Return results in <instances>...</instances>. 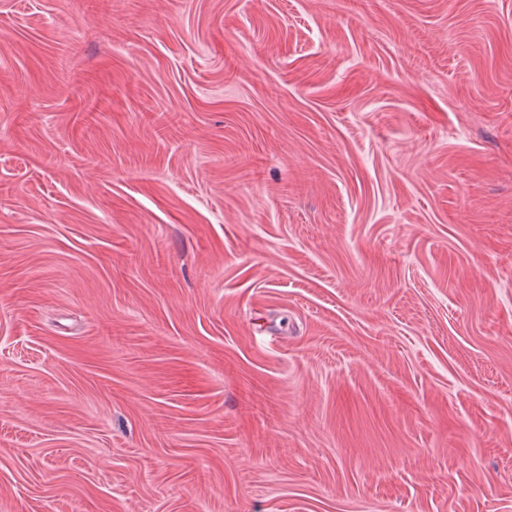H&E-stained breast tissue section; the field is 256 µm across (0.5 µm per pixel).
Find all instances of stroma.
<instances>
[{
  "label": "stroma",
  "mask_w": 512,
  "mask_h": 512,
  "mask_svg": "<svg viewBox=\"0 0 512 512\" xmlns=\"http://www.w3.org/2000/svg\"><path fill=\"white\" fill-rule=\"evenodd\" d=\"M0 512H512V0H0Z\"/></svg>",
  "instance_id": "stroma-1"
}]
</instances>
